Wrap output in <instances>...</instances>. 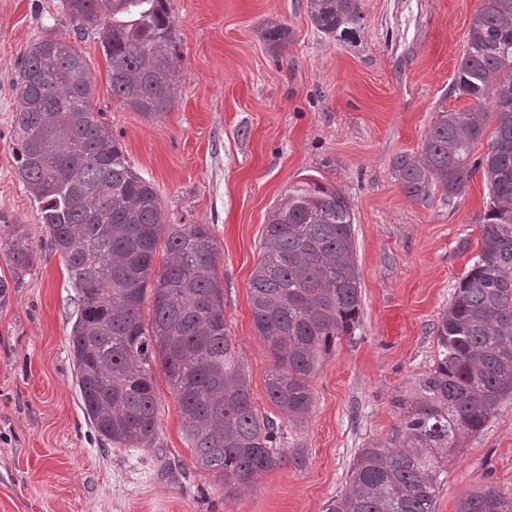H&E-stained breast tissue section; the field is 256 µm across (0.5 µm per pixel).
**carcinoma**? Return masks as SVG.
Segmentation results:
<instances>
[{
  "instance_id": "cac0c4a2",
  "label": "carcinoma",
  "mask_w": 512,
  "mask_h": 512,
  "mask_svg": "<svg viewBox=\"0 0 512 512\" xmlns=\"http://www.w3.org/2000/svg\"><path fill=\"white\" fill-rule=\"evenodd\" d=\"M76 35L96 31L109 63L112 99L146 117L165 114L179 79L167 0H63ZM315 27L334 34L359 17L360 0H307ZM290 31L273 24L264 39L280 49ZM95 76L73 42L49 35L27 50L13 118L18 173L41 204L48 247L77 288L72 358L84 414L115 448H152L158 362L183 419L196 467L224 483L225 497L280 466L281 427L252 404L250 384L224 323V288L208 224H168L153 183L126 159L95 115ZM453 91L491 100L496 128L488 152L471 161L485 112L441 110L421 148L392 162L414 200L465 193L481 168L489 205L480 252L433 324L438 356L386 441L359 449L348 487L330 512H435L444 482L439 452L479 434L512 399V0H482ZM353 212L338 189L310 178L270 214L261 260L249 282L254 327L273 357L265 380L271 404L302 423L313 406L310 380L320 357L352 333L361 310ZM164 258L154 269L158 247ZM12 281L32 267L19 234L7 245ZM152 307L143 318L146 293ZM456 512H512V495L486 483Z\"/></svg>"
}]
</instances>
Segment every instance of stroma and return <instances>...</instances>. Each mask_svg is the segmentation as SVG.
<instances>
[{
    "mask_svg": "<svg viewBox=\"0 0 512 512\" xmlns=\"http://www.w3.org/2000/svg\"><path fill=\"white\" fill-rule=\"evenodd\" d=\"M481 0H361L359 19L325 34L306 0H167L179 83L151 119L112 98L97 33L77 46L96 76L94 111L149 179L167 223L207 224L217 242L224 321L254 407L272 355L258 336L249 281L268 216L307 178L340 190L354 214L362 311L322 356L303 423L278 418L283 462L224 496L195 470L176 398L155 370L159 438L137 450L102 445L84 415L70 352L78 295L47 245L41 207L17 170L12 119L22 56L45 35L71 36L62 0H0V242L23 229L35 259L0 303V512H327L360 448L391 437L430 373L432 326L479 253L488 188L473 172L453 201L408 198L392 161L418 151L442 110L470 101L452 84ZM291 30L272 50L265 29ZM512 493V400L448 457L436 512L484 483Z\"/></svg>",
    "mask_w": 512,
    "mask_h": 512,
    "instance_id": "1",
    "label": "stroma"
}]
</instances>
